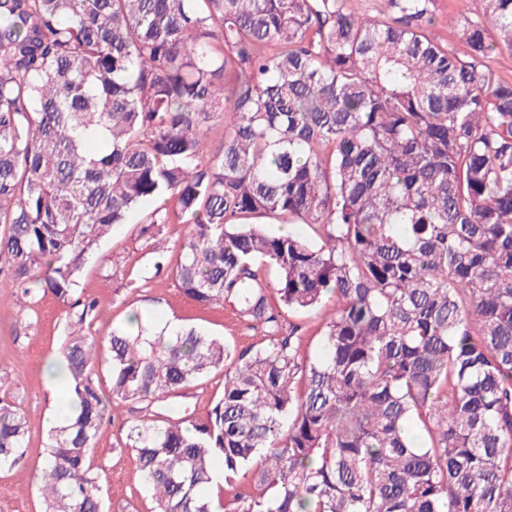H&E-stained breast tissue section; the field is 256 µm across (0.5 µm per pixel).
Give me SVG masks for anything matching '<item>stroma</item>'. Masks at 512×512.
<instances>
[{
	"instance_id": "35a3bbf8",
	"label": "stroma",
	"mask_w": 512,
	"mask_h": 512,
	"mask_svg": "<svg viewBox=\"0 0 512 512\" xmlns=\"http://www.w3.org/2000/svg\"><path fill=\"white\" fill-rule=\"evenodd\" d=\"M189 225L147 224L142 211L126 222L89 256L75 278L72 292L64 298L53 294L33 299L15 288L7 275H0V378L4 391L29 421L27 448L13 468L0 469V512H41L38 474L49 431L58 421L59 396L50 375L61 363L66 324L77 312L76 300L103 299V307L90 319V331L106 338L113 327L125 324L129 314L163 312L179 325L203 328L223 337L232 348L260 342L259 333L239 322L231 311L203 306L186 297L174 280L156 275V240L180 244ZM224 378L213 374L190 388L186 396L168 399L171 418H202L223 392ZM152 422L153 416L140 403L129 401L114 411L93 450L95 472L105 500V512H152L153 503L141 489L134 454L125 446L124 422Z\"/></svg>"
}]
</instances>
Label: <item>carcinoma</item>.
<instances>
[{"instance_id":"1","label":"carcinoma","mask_w":512,"mask_h":512,"mask_svg":"<svg viewBox=\"0 0 512 512\" xmlns=\"http://www.w3.org/2000/svg\"><path fill=\"white\" fill-rule=\"evenodd\" d=\"M375 11L0 0L12 281L69 295L98 242L154 202L143 223L192 225L156 273L263 336L237 350L125 324L99 339L82 325L102 301L76 302L61 352L73 414L48 435L45 512H105L91 453L112 408L216 372L204 418L127 422L153 512H512V78L492 66L512 52V0H461L460 51L432 33L435 0ZM317 309L310 355L285 313ZM27 434L1 397L0 468Z\"/></svg>"}]
</instances>
